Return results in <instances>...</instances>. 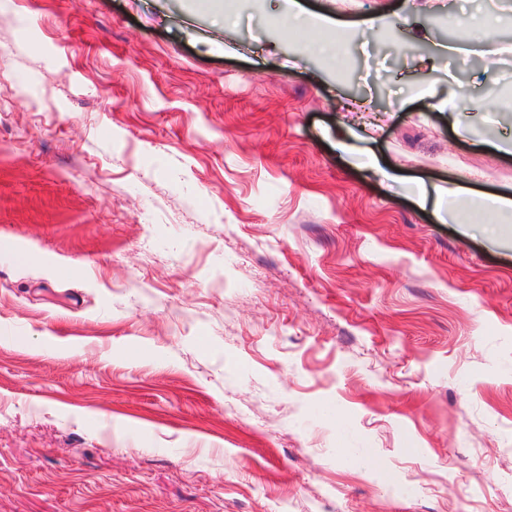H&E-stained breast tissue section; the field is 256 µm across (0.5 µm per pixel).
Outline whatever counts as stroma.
<instances>
[{
	"mask_svg": "<svg viewBox=\"0 0 512 512\" xmlns=\"http://www.w3.org/2000/svg\"><path fill=\"white\" fill-rule=\"evenodd\" d=\"M302 2L0 0V512H512V0ZM286 4L287 7L285 15L288 16L290 21L298 22L315 28L325 29H329L336 24L332 19L328 17L306 14L299 0H287ZM436 192L439 196L448 197V208L445 210V216L442 217L444 222H450L452 224H468L469 220L467 216L459 212L456 214L457 209L453 207L452 203L461 199V196L466 193V190L461 186L454 187H438Z\"/></svg>",
	"mask_w": 512,
	"mask_h": 512,
	"instance_id": "obj_1",
	"label": "stroma"
}]
</instances>
